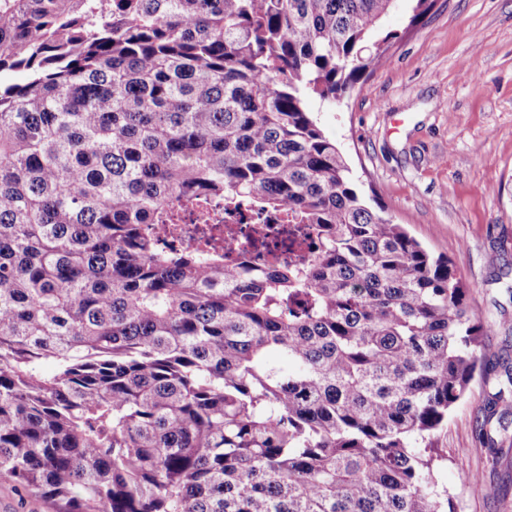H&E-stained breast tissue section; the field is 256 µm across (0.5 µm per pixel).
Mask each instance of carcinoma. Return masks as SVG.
Here are the masks:
<instances>
[{
  "label": "carcinoma",
  "mask_w": 512,
  "mask_h": 512,
  "mask_svg": "<svg viewBox=\"0 0 512 512\" xmlns=\"http://www.w3.org/2000/svg\"><path fill=\"white\" fill-rule=\"evenodd\" d=\"M392 2L0 0V479L58 512H455L438 433L490 328L306 105L383 61ZM213 204L314 246L163 244Z\"/></svg>",
  "instance_id": "1"
}]
</instances>
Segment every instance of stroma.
Returning a JSON list of instances; mask_svg holds the SVG:
<instances>
[{
	"label": "stroma",
	"mask_w": 512,
	"mask_h": 512,
	"mask_svg": "<svg viewBox=\"0 0 512 512\" xmlns=\"http://www.w3.org/2000/svg\"><path fill=\"white\" fill-rule=\"evenodd\" d=\"M394 0L386 61L339 102L307 107L335 142L374 209L434 255L454 261L468 304L492 326L488 378H476L439 433L442 484L456 512H512V395L492 425L484 407L512 363V0H436L412 22ZM505 390L504 387H499V390L492 394V397L488 399L487 407L485 408L484 420L482 424V435L486 437V441L488 444L489 451L496 455L498 453V448H495V440L491 436L490 430H487V426L491 424L492 420L498 414L497 406L500 400H502L504 396Z\"/></svg>",
	"instance_id": "stroma-1"
}]
</instances>
